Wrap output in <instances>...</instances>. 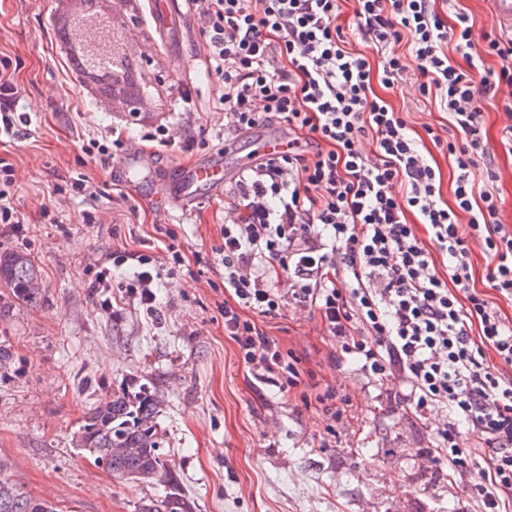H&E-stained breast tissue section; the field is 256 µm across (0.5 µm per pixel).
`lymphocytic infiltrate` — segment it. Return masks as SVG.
Instances as JSON below:
<instances>
[{
	"instance_id": "f902f5d3",
	"label": "lymphocytic infiltrate",
	"mask_w": 512,
	"mask_h": 512,
	"mask_svg": "<svg viewBox=\"0 0 512 512\" xmlns=\"http://www.w3.org/2000/svg\"><path fill=\"white\" fill-rule=\"evenodd\" d=\"M340 2L189 0L202 64L224 87L225 142L268 123L288 137L230 193L224 333L259 382L289 391L302 383L300 359L257 320L314 308L335 355L405 386L416 419L441 412L421 451L431 467L465 487L476 512H512V321L492 300L512 299V225L499 217L483 122L512 85V31L476 33L469 12L447 20L435 0H354L351 37L336 23ZM357 37L380 54L381 75ZM410 73L448 114L430 139L456 163L450 204L427 148L372 87ZM475 243L489 258L485 290L471 282Z\"/></svg>"
}]
</instances>
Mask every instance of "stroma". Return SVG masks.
Segmentation results:
<instances>
[{"mask_svg": "<svg viewBox=\"0 0 512 512\" xmlns=\"http://www.w3.org/2000/svg\"><path fill=\"white\" fill-rule=\"evenodd\" d=\"M143 2L147 22L124 30L131 58L149 60L139 81L146 105L132 120L121 100L74 83L56 50L54 21L72 10L71 0H0V57L11 59L22 89V120L0 137V157L13 165L14 202L27 217L19 226L0 224V247L30 255L43 280L39 304H13L0 318V345L16 359L13 372L0 377V457L9 459L11 477L62 512H135L141 499L163 497L161 484L113 481L74 441L88 408L114 390L144 389L159 400L161 452L188 512H473L467 492L420 457L427 428L404 410L399 385L369 380L352 361H333L314 309L288 306L266 323L301 357L311 402L256 382L242 363L217 309L224 299L216 263L223 196L166 215L156 199L191 161L220 155L235 170L280 130L258 128L225 150L217 107L223 88L199 63L204 39L186 0L167 23L154 0ZM184 85L195 103L186 115L177 107ZM417 86L410 74L395 88L378 83L374 90L423 139L448 116ZM186 121L205 145L189 152L152 147L142 168H125L118 157L104 166L83 149L88 135L114 126L162 125L178 139ZM484 122L502 219L512 225V153L500 146L512 120L492 103ZM81 175L98 188L96 197L62 192L64 181ZM44 208L49 217L41 216ZM85 212L94 223H79ZM167 229L182 265L167 252ZM120 245L163 266L153 310L122 291L137 267L113 266ZM102 265L112 270L108 291L91 285ZM326 385L353 403V420L332 435L313 400Z\"/></svg>", "mask_w": 512, "mask_h": 512, "instance_id": "obj_1", "label": "stroma"}]
</instances>
